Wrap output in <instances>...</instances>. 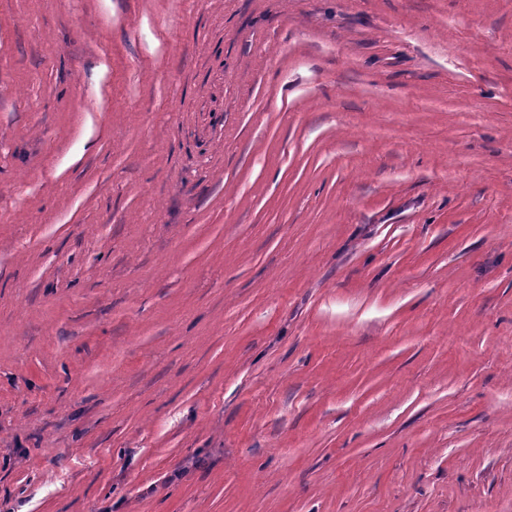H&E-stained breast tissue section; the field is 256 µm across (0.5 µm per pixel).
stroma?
<instances>
[{
    "label": "stroma",
    "mask_w": 512,
    "mask_h": 512,
    "mask_svg": "<svg viewBox=\"0 0 512 512\" xmlns=\"http://www.w3.org/2000/svg\"><path fill=\"white\" fill-rule=\"evenodd\" d=\"M0 512H512V0H0Z\"/></svg>",
    "instance_id": "1"
}]
</instances>
